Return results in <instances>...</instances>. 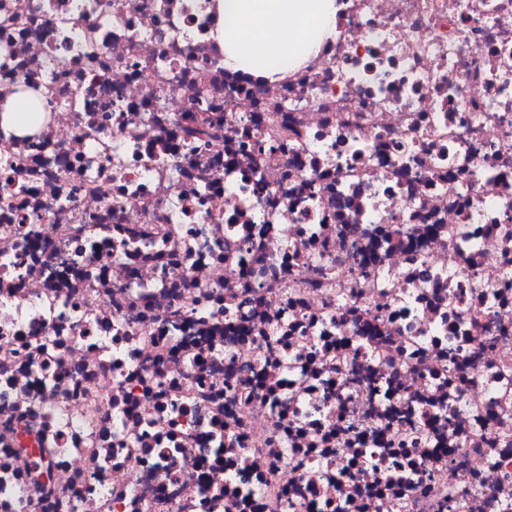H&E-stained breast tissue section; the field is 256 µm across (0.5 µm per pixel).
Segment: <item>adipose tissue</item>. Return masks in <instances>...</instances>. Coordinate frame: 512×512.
I'll list each match as a JSON object with an SVG mask.
<instances>
[{"label": "adipose tissue", "mask_w": 512, "mask_h": 512, "mask_svg": "<svg viewBox=\"0 0 512 512\" xmlns=\"http://www.w3.org/2000/svg\"><path fill=\"white\" fill-rule=\"evenodd\" d=\"M213 38L224 51L225 69L254 73L258 53L289 56L300 66L315 56L322 37L336 31V0H214Z\"/></svg>", "instance_id": "adipose-tissue-1"}]
</instances>
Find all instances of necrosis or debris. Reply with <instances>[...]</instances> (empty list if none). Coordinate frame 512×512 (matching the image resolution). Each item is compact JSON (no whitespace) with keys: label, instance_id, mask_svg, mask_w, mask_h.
<instances>
[{"label":"necrosis or debris","instance_id":"necrosis-or-debris-1","mask_svg":"<svg viewBox=\"0 0 512 512\" xmlns=\"http://www.w3.org/2000/svg\"><path fill=\"white\" fill-rule=\"evenodd\" d=\"M338 3L0 0V512H512V0ZM213 7V38L224 51V68L258 78L274 80L282 71L251 67L256 53L288 55L294 68L317 54L320 37L336 31L335 0H214ZM254 62L265 65L266 56L257 54ZM32 104L24 95L12 94L3 105L0 127L8 129L27 141L37 136V133L24 134L31 128L30 112H33L28 104ZM33 105V104H32Z\"/></svg>","mask_w":512,"mask_h":512}]
</instances>
